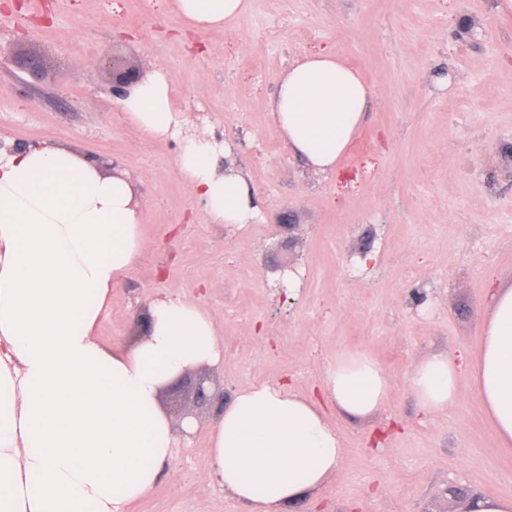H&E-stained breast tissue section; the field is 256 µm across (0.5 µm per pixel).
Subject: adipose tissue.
Wrapping results in <instances>:
<instances>
[{
    "instance_id": "adipose-tissue-1",
    "label": "adipose tissue",
    "mask_w": 512,
    "mask_h": 512,
    "mask_svg": "<svg viewBox=\"0 0 512 512\" xmlns=\"http://www.w3.org/2000/svg\"><path fill=\"white\" fill-rule=\"evenodd\" d=\"M185 28H220L249 0H161ZM171 76L155 71L122 97L130 122L155 139L179 134ZM372 103L337 54L296 59L269 110L290 151L317 174L334 170ZM213 135L185 138L177 166L215 224H257L260 199ZM133 184L75 150L0 149V512H127L147 496L176 439L157 393L173 375L219 363L217 330L194 302L153 303L146 337L111 352L97 326L112 288L141 249ZM476 391L501 447L512 446V286L496 289L473 364ZM408 388L427 410L458 397L452 357L416 363ZM390 382L361 352L337 353L322 400L287 385L238 391L210 430V476L248 512H285L317 494L344 449L327 409L365 417Z\"/></svg>"
}]
</instances>
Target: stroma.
Returning a JSON list of instances; mask_svg holds the SVG:
<instances>
[{
    "label": "stroma",
    "instance_id": "1",
    "mask_svg": "<svg viewBox=\"0 0 512 512\" xmlns=\"http://www.w3.org/2000/svg\"><path fill=\"white\" fill-rule=\"evenodd\" d=\"M494 0H249L223 28L173 37L155 0H23L0 6V142L76 149L133 179L141 253L112 288L98 327L109 350L139 339L166 294L196 302L224 348L207 365L212 392L292 380L309 393L342 351L363 352L390 378L365 419L332 415L344 458L294 512H454L457 497L512 496V448L500 447L472 383L442 412L424 410L407 377L421 359L475 355L491 286L512 285V15ZM331 50L373 91L365 122L335 172L306 173L269 112L295 59ZM165 70L175 108L231 140L264 204L261 224L210 223L176 158L177 138L134 127L112 75ZM368 250L369 269L348 257ZM294 263V303L269 281ZM427 306L414 304L418 287ZM192 377L158 393L174 427L197 430L129 512H245L207 477L214 405Z\"/></svg>",
    "mask_w": 512,
    "mask_h": 512
}]
</instances>
